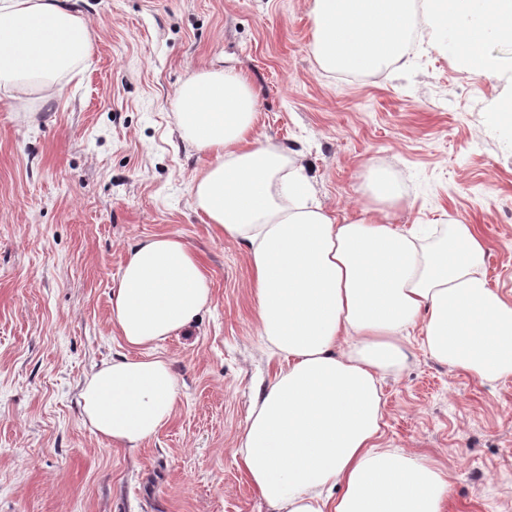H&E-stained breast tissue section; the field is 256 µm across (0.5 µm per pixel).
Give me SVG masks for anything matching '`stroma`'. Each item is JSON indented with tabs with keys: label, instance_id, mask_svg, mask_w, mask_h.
<instances>
[{
	"label": "stroma",
	"instance_id": "35a3bbf8",
	"mask_svg": "<svg viewBox=\"0 0 512 512\" xmlns=\"http://www.w3.org/2000/svg\"><path fill=\"white\" fill-rule=\"evenodd\" d=\"M90 58L29 111L0 102V512H271L235 455L252 398L278 370L258 332L244 245L196 212L207 154L180 136L178 85L234 69L257 98L254 135L300 154L327 210L372 206L370 167L394 175L390 222L478 225L492 286L512 289V130L487 80L425 38L405 67L322 70L308 0H79ZM157 234L200 257L212 301L160 342L179 387L139 448L83 420L85 378L129 349L111 320L128 250ZM382 382V447L435 460L445 512H512V378L433 359L418 334Z\"/></svg>",
	"mask_w": 512,
	"mask_h": 512
}]
</instances>
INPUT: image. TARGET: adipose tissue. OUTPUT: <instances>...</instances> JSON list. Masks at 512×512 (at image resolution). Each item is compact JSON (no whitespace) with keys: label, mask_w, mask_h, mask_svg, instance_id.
I'll return each instance as SVG.
<instances>
[{"label":"adipose tissue","mask_w":512,"mask_h":512,"mask_svg":"<svg viewBox=\"0 0 512 512\" xmlns=\"http://www.w3.org/2000/svg\"><path fill=\"white\" fill-rule=\"evenodd\" d=\"M312 53L332 73L404 66L414 34L460 67L496 79L512 50V0H311ZM76 0H0V96L52 88L89 56ZM176 126L209 154L191 181L195 208L242 243L258 329L277 372L255 396L236 450L272 512H443L449 484L436 463L380 444L384 374L424 349L483 381L512 377V289L491 287L487 242L474 224H391L403 194L370 172L377 205L335 217L304 164L254 138L257 101L230 70H197L172 100ZM211 303L202 265L175 235L130 250L111 318L129 356L103 363L81 391L85 422L134 449L172 418L175 374L155 347Z\"/></svg>","instance_id":"1"}]
</instances>
